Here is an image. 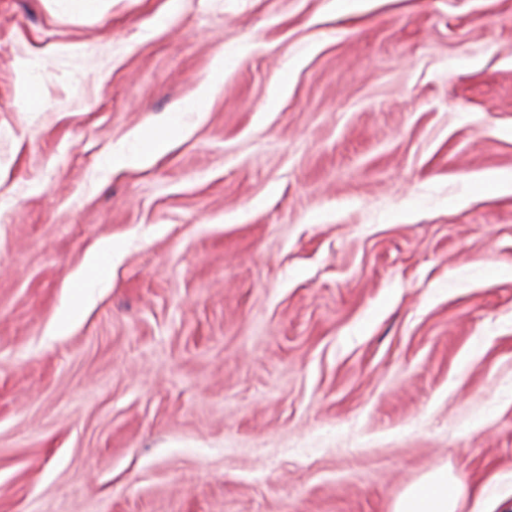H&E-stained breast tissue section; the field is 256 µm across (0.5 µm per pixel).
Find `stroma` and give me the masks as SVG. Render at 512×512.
<instances>
[{
    "mask_svg": "<svg viewBox=\"0 0 512 512\" xmlns=\"http://www.w3.org/2000/svg\"><path fill=\"white\" fill-rule=\"evenodd\" d=\"M484 171L512 172V0H0V512H391L440 467L461 512H512V192ZM49 9L57 16L71 19L102 17L112 0H46ZM16 99L23 112H40L46 107L43 88L28 64L19 69ZM178 132L179 126L175 118L173 123L167 122L163 133L154 128L141 130L134 136V144L131 147L123 145L115 150L106 158L102 166L104 169L112 170L146 158L147 155L143 154L144 152H149V155L160 154ZM116 252L117 249L111 241H103L88 256L87 276L82 281L80 292L70 299L60 311L59 322L61 324H68L80 315L84 302L89 299L90 288L101 286V272L107 265L112 264V255H115Z\"/></svg>",
    "mask_w": 512,
    "mask_h": 512,
    "instance_id": "obj_1",
    "label": "stroma"
}]
</instances>
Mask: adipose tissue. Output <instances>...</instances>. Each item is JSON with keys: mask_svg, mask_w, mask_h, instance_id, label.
<instances>
[{"mask_svg": "<svg viewBox=\"0 0 512 512\" xmlns=\"http://www.w3.org/2000/svg\"><path fill=\"white\" fill-rule=\"evenodd\" d=\"M178 131L179 127L174 122L167 123L161 132L153 128L139 131L133 145L115 150L106 158L103 167L107 170L121 168L143 159L145 154H160ZM116 252L112 242L104 241L88 256L87 276L79 293L62 308L59 314L61 324H68L80 315L91 289L101 286V272L111 264ZM465 494V483L443 467L406 488L396 498L392 512H459Z\"/></svg>", "mask_w": 512, "mask_h": 512, "instance_id": "adipose-tissue-1", "label": "adipose tissue"}]
</instances>
